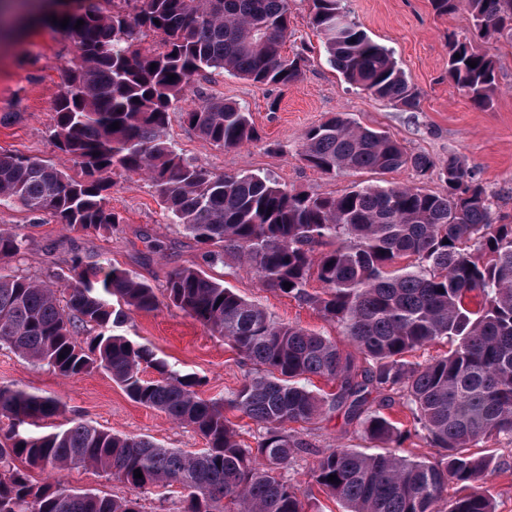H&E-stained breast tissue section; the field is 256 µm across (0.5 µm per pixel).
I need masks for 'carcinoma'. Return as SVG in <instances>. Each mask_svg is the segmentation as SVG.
I'll use <instances>...</instances> for the list:
<instances>
[{
  "instance_id": "carcinoma-1",
  "label": "carcinoma",
  "mask_w": 512,
  "mask_h": 512,
  "mask_svg": "<svg viewBox=\"0 0 512 512\" xmlns=\"http://www.w3.org/2000/svg\"><path fill=\"white\" fill-rule=\"evenodd\" d=\"M80 2L57 13V22L42 21L75 48L51 138L77 174L37 156L0 153V206L48 216L72 231L110 234L121 223L109 207L112 173L147 176L172 223L202 249L203 265L169 273L167 303L227 340L257 371L222 402L201 398L200 377L172 369L118 332L131 314L162 305L155 289L127 270L105 269L74 253L64 278L0 273L1 346L65 378L102 371L134 402L191 427L206 445L189 453L76 419L35 432L30 427L62 414V403L0 386V420L8 421L0 427V512H143L136 498L65 486L59 474L73 467L95 468L140 491L177 485L180 512H306L300 485L280 473L307 447L288 424L314 425L337 407L360 422L366 439L385 444L375 454L320 452L313 478L345 512H495L485 491L448 495L449 485L468 488L494 465L470 448L489 439L512 445V224L498 223L465 160L450 155L439 166L338 112L306 130L301 158L310 167L324 173L410 168L422 177L438 174L446 192L369 185L337 196L306 195L259 174L216 175L176 150L167 136L170 110L202 73L231 72L279 87L299 81L307 57L283 53L290 0ZM312 2L311 24L329 65L348 83L417 109L418 94L392 51L357 29L342 0ZM462 3L482 38L512 31V0H432L439 14ZM79 20L84 25L76 29ZM150 36L155 40L146 47ZM459 42L448 34V79L474 107L486 109L494 55L470 40L457 58ZM182 118L225 150L260 139L252 114L235 102L204 99ZM25 242L20 226H1L0 262L19 256ZM226 256L262 287L309 302L341 324L354 351L274 321L263 306L208 274L205 267ZM313 276L324 286L320 295L307 291ZM473 292L483 298L476 312L465 303ZM443 338L451 344L448 354L408 360ZM149 369L157 377L145 378ZM309 376L332 381L336 391L307 389L301 380ZM374 391L384 406L403 400L413 429L370 409ZM227 408L263 429L255 447L237 440ZM413 435L436 456L399 454ZM32 468L47 474L43 483L32 482ZM331 475L338 482L328 481Z\"/></svg>"
}]
</instances>
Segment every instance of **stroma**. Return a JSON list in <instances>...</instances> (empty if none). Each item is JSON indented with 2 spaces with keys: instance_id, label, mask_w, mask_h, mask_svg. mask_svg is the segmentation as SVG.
<instances>
[{
  "instance_id": "1",
  "label": "stroma",
  "mask_w": 512,
  "mask_h": 512,
  "mask_svg": "<svg viewBox=\"0 0 512 512\" xmlns=\"http://www.w3.org/2000/svg\"><path fill=\"white\" fill-rule=\"evenodd\" d=\"M344 4L361 30L393 52L419 94L417 110H401L345 82L326 62L321 38L309 23L311 0H291L292 34L285 50L303 52L309 60L298 82L286 88L257 85L215 72L194 78L183 99L187 105L207 98L239 103L251 112L260 140L224 150L184 123L175 110L169 134L179 153L218 175L270 176L293 193L328 196L356 185L387 184L445 193L438 175L423 178L410 169L326 174L309 167L299 156L305 131L333 113L344 112L357 124L385 131L408 152L427 154L436 163L451 154L461 156L485 189L493 212L512 220V37L501 35L488 45L497 62L496 91L491 107L479 110L448 79L449 33L476 35L466 9L439 16L430 0H344ZM73 55L69 40L41 27L32 28L17 42L0 41V115H13L11 121L0 123V153L38 156L70 168V161L55 149L50 130L64 86L63 69ZM112 180L109 205L122 222L110 234L74 232L49 217L37 219L21 208L1 207L0 226H21L28 239L25 252L6 262L5 270L64 277L69 273L66 261L76 252L103 267L133 271L161 289L171 270L200 263L199 245L171 223L147 178L117 173ZM210 273L242 297L259 302L276 321L301 325L349 349L339 325L324 319L314 305L262 288L233 260L212 267ZM121 332L149 346L175 368L201 377L199 392L206 399L224 400L255 373L254 365L224 339L172 306L130 315ZM12 384L59 398L66 413L54 419L57 428L76 419L143 436L166 448L194 452L204 446L193 429L136 404L102 372L65 378L0 346V385ZM300 437L308 447L284 468V477L300 483L311 512H343L342 505L312 477L317 453L336 446L372 453L374 443L365 440L358 422L347 420L338 409L327 412ZM483 448L493 455L494 469L482 486L491 492L496 512H512V446L491 440Z\"/></svg>"
}]
</instances>
